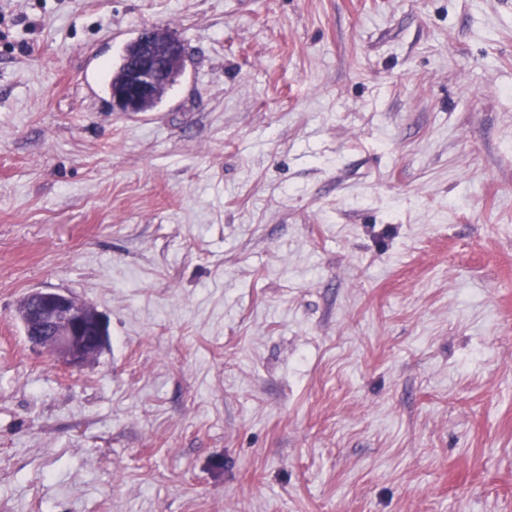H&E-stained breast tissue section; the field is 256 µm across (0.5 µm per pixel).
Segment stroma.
<instances>
[{
  "mask_svg": "<svg viewBox=\"0 0 512 512\" xmlns=\"http://www.w3.org/2000/svg\"><path fill=\"white\" fill-rule=\"evenodd\" d=\"M0 11V512H512V0ZM146 26L185 73L113 111ZM27 339L46 349L68 369H81L108 344L107 321L97 308L68 293L34 290L20 306Z\"/></svg>",
  "mask_w": 512,
  "mask_h": 512,
  "instance_id": "obj_1",
  "label": "stroma"
}]
</instances>
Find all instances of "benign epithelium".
Here are the masks:
<instances>
[{
    "instance_id": "7a95c632",
    "label": "benign epithelium",
    "mask_w": 512,
    "mask_h": 512,
    "mask_svg": "<svg viewBox=\"0 0 512 512\" xmlns=\"http://www.w3.org/2000/svg\"><path fill=\"white\" fill-rule=\"evenodd\" d=\"M132 44L126 80L112 87L114 112L142 111L145 103L159 100L183 74L185 48L175 36L147 26ZM20 319L28 324L27 339L69 369L82 368L108 344L104 316L93 304L62 291L30 292L21 303Z\"/></svg>"
}]
</instances>
